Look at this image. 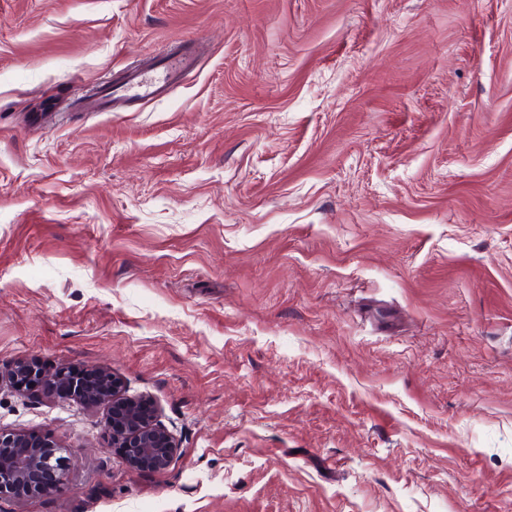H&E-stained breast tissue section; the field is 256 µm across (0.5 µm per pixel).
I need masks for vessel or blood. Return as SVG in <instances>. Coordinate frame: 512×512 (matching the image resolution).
Listing matches in <instances>:
<instances>
[{
    "label": "vessel or blood",
    "instance_id": "vessel-or-blood-1",
    "mask_svg": "<svg viewBox=\"0 0 512 512\" xmlns=\"http://www.w3.org/2000/svg\"><path fill=\"white\" fill-rule=\"evenodd\" d=\"M199 45L186 41L180 50L166 53L159 59V76L132 71L114 89L95 93L87 102L90 112H118L123 104H141L163 97L170 83L176 82L182 73L192 68L198 58Z\"/></svg>",
    "mask_w": 512,
    "mask_h": 512
}]
</instances>
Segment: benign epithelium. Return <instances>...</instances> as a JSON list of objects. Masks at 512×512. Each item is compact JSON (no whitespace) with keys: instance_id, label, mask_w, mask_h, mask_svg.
I'll return each instance as SVG.
<instances>
[{"instance_id":"1","label":"benign epithelium","mask_w":512,"mask_h":512,"mask_svg":"<svg viewBox=\"0 0 512 512\" xmlns=\"http://www.w3.org/2000/svg\"><path fill=\"white\" fill-rule=\"evenodd\" d=\"M10 377L20 392L54 398L59 384L67 400L87 406L110 403L106 429L112 435V448L132 467L162 470L178 448L174 437L156 424L152 401L121 396L120 379L107 371L70 365L48 371L31 359L18 363ZM64 476L60 450L49 437L0 429V499L50 495Z\"/></svg>"}]
</instances>
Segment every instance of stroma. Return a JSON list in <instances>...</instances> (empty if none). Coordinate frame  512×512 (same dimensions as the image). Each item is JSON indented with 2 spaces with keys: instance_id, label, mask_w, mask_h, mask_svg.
I'll return each mask as SVG.
<instances>
[{
  "instance_id": "obj_1",
  "label": "stroma",
  "mask_w": 512,
  "mask_h": 512,
  "mask_svg": "<svg viewBox=\"0 0 512 512\" xmlns=\"http://www.w3.org/2000/svg\"><path fill=\"white\" fill-rule=\"evenodd\" d=\"M206 43L150 104L85 112ZM0 386L66 480L0 512H512V0H0ZM13 386L55 398L54 387L60 384L65 398L87 406L111 402L106 429L112 435V448L132 467L162 470L178 448L174 437L155 422V407L143 397H121V381L104 370H80L60 365L46 370L38 361L18 363L10 374Z\"/></svg>"
}]
</instances>
